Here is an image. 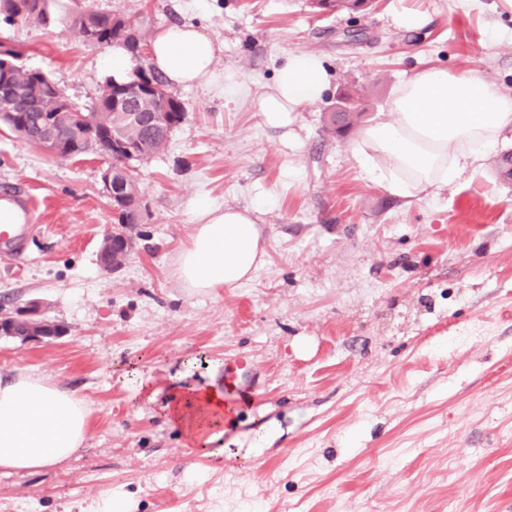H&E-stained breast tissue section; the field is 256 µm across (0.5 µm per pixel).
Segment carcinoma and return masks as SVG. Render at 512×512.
Instances as JSON below:
<instances>
[{"label":"carcinoma","instance_id":"cac0c4a2","mask_svg":"<svg viewBox=\"0 0 512 512\" xmlns=\"http://www.w3.org/2000/svg\"><path fill=\"white\" fill-rule=\"evenodd\" d=\"M10 2L0 0V21L4 25L20 23L47 27L52 23L49 0H25L26 9L21 14L12 11ZM310 8L317 13L368 11L362 0H310ZM124 24L125 19L121 16L91 10L80 11L72 19V27L86 42L97 46L119 44L126 47L135 61L132 74L139 78L149 75L158 86L165 87L163 77L141 63L140 46L146 43L151 19L145 16L139 26L130 25L123 31L121 27ZM0 48L6 59L12 62L9 84L6 90H0V123L25 140L38 129L42 119L67 109V97L63 89L44 73L21 65L18 62L20 53L14 45L3 41ZM114 87V78H106L100 85L97 101L92 108H74L85 124L96 131L93 138L74 144L75 154L98 153L115 142L137 147L139 162L161 152L171 132L184 121L185 107L182 102L171 92L166 97L153 94L140 98L131 111H117L109 107ZM112 209L117 223L125 227L145 223L148 210L143 206L135 175L123 176L119 196ZM59 329L57 324L50 327L39 323L29 330L18 323L14 326L12 337L25 339L32 332L38 336L46 333L56 335Z\"/></svg>","mask_w":512,"mask_h":512}]
</instances>
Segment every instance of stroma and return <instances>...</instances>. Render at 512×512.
I'll return each instance as SVG.
<instances>
[{
	"label": "stroma",
	"mask_w": 512,
	"mask_h": 512,
	"mask_svg": "<svg viewBox=\"0 0 512 512\" xmlns=\"http://www.w3.org/2000/svg\"><path fill=\"white\" fill-rule=\"evenodd\" d=\"M191 22L224 44V95L176 89L185 120L136 165L146 223L108 272L114 231L104 158L55 159L0 126V191L27 199L33 230L0 256V306L37 303L55 339L0 337V372L50 375L90 409L67 461L0 473V512H512V152L505 131L476 170L401 200L353 160L359 134L323 117L342 84L360 88L361 125L396 87L442 66L512 90V10L502 0H375L364 15L315 13L309 0H50L51 27L0 26L20 61L81 108L110 71L107 51L70 24L81 9ZM423 12L416 30L396 13ZM317 53L320 101L294 138L265 126L259 95L285 57ZM255 207L266 262L237 287L183 288L174 273L194 206ZM252 365V402L201 455L162 407L172 389ZM157 378L153 399L139 375Z\"/></svg>",
	"instance_id": "obj_1"
}]
</instances>
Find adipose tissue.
<instances>
[{
  "instance_id": "ef3b65f1",
  "label": "adipose tissue",
  "mask_w": 512,
  "mask_h": 512,
  "mask_svg": "<svg viewBox=\"0 0 512 512\" xmlns=\"http://www.w3.org/2000/svg\"><path fill=\"white\" fill-rule=\"evenodd\" d=\"M223 51V43L196 25L175 23L152 35L148 59L171 86L217 89ZM326 88L317 54L288 55L273 86L258 98L259 115L269 128H288L292 113L320 100ZM510 127L512 94L476 75L429 67L396 88L385 118L365 126L351 154L389 194L412 199L477 168ZM195 216L190 245L176 259L183 287L207 293L251 280L265 258L255 209L201 199ZM166 413L193 443L205 446L223 436L233 411L223 388L211 384L181 391ZM89 415L81 396L47 377L22 371L0 376V471H33L69 459L87 438Z\"/></svg>"
}]
</instances>
